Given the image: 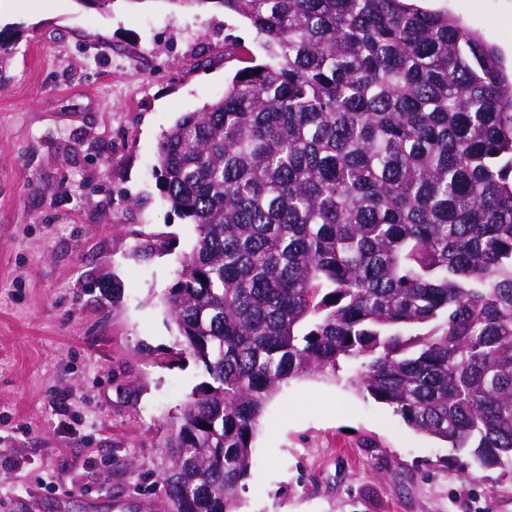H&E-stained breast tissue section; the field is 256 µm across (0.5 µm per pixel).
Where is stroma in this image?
Instances as JSON below:
<instances>
[{"label":"stroma","instance_id":"obj_1","mask_svg":"<svg viewBox=\"0 0 512 512\" xmlns=\"http://www.w3.org/2000/svg\"><path fill=\"white\" fill-rule=\"evenodd\" d=\"M512 65V0H420ZM265 52L210 6L0 0V512H165L160 443L207 380L164 298L197 230L153 174L183 113ZM266 404L237 512H512V475L350 383Z\"/></svg>","mask_w":512,"mask_h":512}]
</instances>
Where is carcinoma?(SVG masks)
<instances>
[{
	"label": "carcinoma",
	"mask_w": 512,
	"mask_h": 512,
	"mask_svg": "<svg viewBox=\"0 0 512 512\" xmlns=\"http://www.w3.org/2000/svg\"><path fill=\"white\" fill-rule=\"evenodd\" d=\"M246 19L266 61L186 112L157 182L197 227L167 297L210 381L163 443L168 512H236L266 403L351 383L512 473V79L407 0H167Z\"/></svg>",
	"instance_id": "carcinoma-1"
}]
</instances>
